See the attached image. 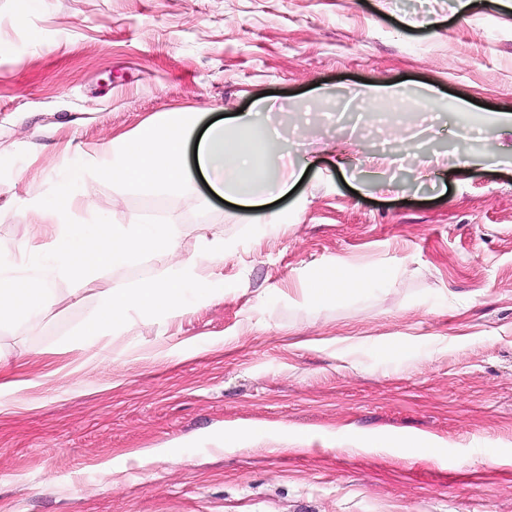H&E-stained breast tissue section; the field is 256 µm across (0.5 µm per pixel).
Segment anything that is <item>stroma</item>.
Returning <instances> with one entry per match:
<instances>
[{"mask_svg": "<svg viewBox=\"0 0 512 512\" xmlns=\"http://www.w3.org/2000/svg\"><path fill=\"white\" fill-rule=\"evenodd\" d=\"M0 41V258L47 242L28 201L73 151L165 112L287 105L309 170L278 224L202 182L80 186L76 223L171 222L184 256L223 238V295L69 350L96 297L58 279L0 325L22 382L0 387V512H512L507 0H0ZM365 84L402 111L355 120ZM339 264L387 275L310 303Z\"/></svg>", "mask_w": 512, "mask_h": 512, "instance_id": "obj_1", "label": "stroma"}]
</instances>
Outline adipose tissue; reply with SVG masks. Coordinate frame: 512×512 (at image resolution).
<instances>
[{"label":"adipose tissue","mask_w":512,"mask_h":512,"mask_svg":"<svg viewBox=\"0 0 512 512\" xmlns=\"http://www.w3.org/2000/svg\"><path fill=\"white\" fill-rule=\"evenodd\" d=\"M264 110L259 103L207 125L194 112H166L95 154L75 153L64 181L51 196L29 200L30 210L56 228L55 238L42 248L43 260L23 266L0 263V325L53 307L55 278H70L81 294L121 264L145 256L167 261L177 252L181 235L177 224L75 223L72 213L81 203L78 188L88 176L145 192L170 193L182 191L200 176L216 195L253 209L256 223H279V213L269 204L293 187L281 172L288 141L269 130L262 119ZM192 146L197 149L193 166L186 162ZM223 259V240L204 238L194 254L169 266L165 278H147L131 286L114 284L99 294L97 310L74 336V344L93 346L101 337L125 328L135 313L165 320L190 301L214 299L218 295L214 269ZM363 281L339 266L318 274L306 296L321 304L359 291Z\"/></svg>","instance_id":"obj_1"}]
</instances>
